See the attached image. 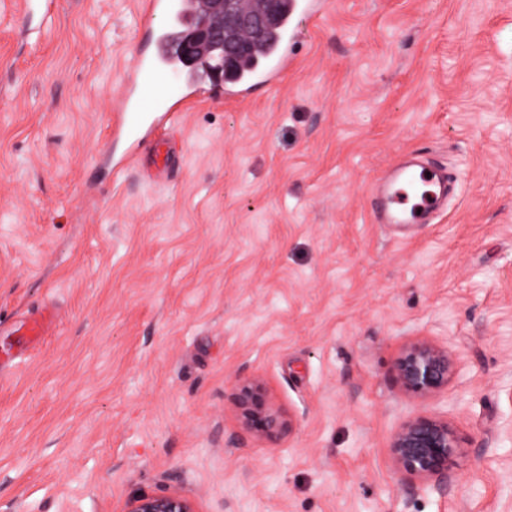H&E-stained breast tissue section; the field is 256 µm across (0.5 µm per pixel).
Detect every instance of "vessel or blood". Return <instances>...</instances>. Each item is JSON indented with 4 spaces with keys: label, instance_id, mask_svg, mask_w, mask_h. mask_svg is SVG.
<instances>
[{
    "label": "vessel or blood",
    "instance_id": "obj_1",
    "mask_svg": "<svg viewBox=\"0 0 512 512\" xmlns=\"http://www.w3.org/2000/svg\"><path fill=\"white\" fill-rule=\"evenodd\" d=\"M142 7L151 16L161 17L164 25L148 31L147 47L139 49L133 58L132 73L123 83L116 102L118 114L111 135L116 139L130 138L135 146L147 144L157 150L167 145L172 136L178 105L197 93L191 81L172 84L177 60L167 45L171 29L184 25L197 13L198 0H142ZM311 9V0H291L280 21L276 43L260 52L255 63L237 79L240 93L272 84L287 69L288 47L294 37L293 19ZM424 177L430 178L435 192L428 199L409 204L407 188ZM450 181L445 168L426 165L414 158L397 161L387 171L382 190L375 195L376 223L401 226L431 223L448 201ZM55 318V312L48 309L32 318L18 339L19 345L38 340Z\"/></svg>",
    "mask_w": 512,
    "mask_h": 512
}]
</instances>
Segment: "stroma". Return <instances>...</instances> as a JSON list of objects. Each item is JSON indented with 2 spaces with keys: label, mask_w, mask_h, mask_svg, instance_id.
<instances>
[{
  "label": "stroma",
  "mask_w": 512,
  "mask_h": 512,
  "mask_svg": "<svg viewBox=\"0 0 512 512\" xmlns=\"http://www.w3.org/2000/svg\"><path fill=\"white\" fill-rule=\"evenodd\" d=\"M139 0H0V512H512V0H319L267 89L202 99L156 181L105 171ZM416 151L455 178L433 223H373ZM454 373L408 393L403 346ZM262 378L291 430L241 424ZM460 447L440 492L399 471L407 421ZM55 318V312L48 309L41 312L37 317L32 318L25 326V330L19 335L18 344L25 346L38 340L53 324ZM453 368L454 362L448 349L428 340L407 344L397 362L405 389L420 398L447 386ZM127 512H195L192 502L176 493L141 496L132 500Z\"/></svg>",
  "instance_id": "obj_1"
}]
</instances>
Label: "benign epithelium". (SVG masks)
<instances>
[{"instance_id":"benign-epithelium-1","label":"benign epithelium","mask_w":512,"mask_h":512,"mask_svg":"<svg viewBox=\"0 0 512 512\" xmlns=\"http://www.w3.org/2000/svg\"><path fill=\"white\" fill-rule=\"evenodd\" d=\"M207 17L179 35L177 53L186 62L224 42V26H235L241 41L262 32L271 21V13L246 10L238 0H204ZM454 368L448 349L428 340L407 344L398 359L397 369L405 389L425 398L448 385ZM238 402L243 427L253 436L278 440L287 430V422L271 404L264 381L259 377L239 386ZM459 446L448 422L420 415L406 422L395 434L391 452L396 467L425 483L438 479L439 490L448 480V462ZM127 512H195L192 502L176 493L141 496L132 500Z\"/></svg>"}]
</instances>
